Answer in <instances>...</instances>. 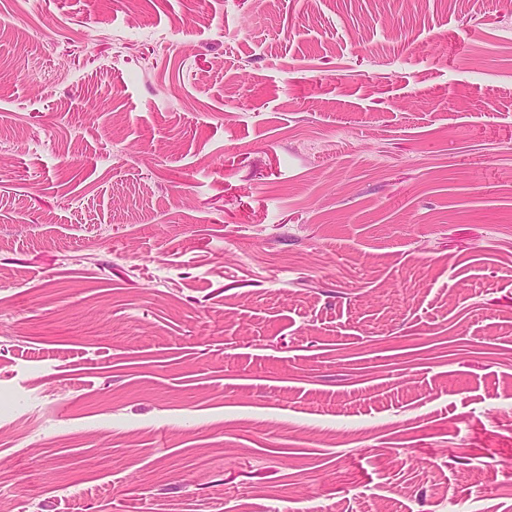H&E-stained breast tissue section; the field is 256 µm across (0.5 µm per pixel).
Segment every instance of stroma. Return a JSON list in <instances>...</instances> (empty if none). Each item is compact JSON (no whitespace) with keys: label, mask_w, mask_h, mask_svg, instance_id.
<instances>
[{"label":"stroma","mask_w":512,"mask_h":512,"mask_svg":"<svg viewBox=\"0 0 512 512\" xmlns=\"http://www.w3.org/2000/svg\"><path fill=\"white\" fill-rule=\"evenodd\" d=\"M0 506L512 512V0H0Z\"/></svg>","instance_id":"obj_1"}]
</instances>
